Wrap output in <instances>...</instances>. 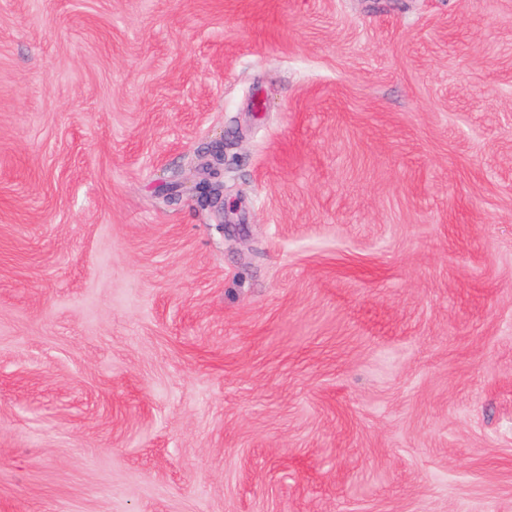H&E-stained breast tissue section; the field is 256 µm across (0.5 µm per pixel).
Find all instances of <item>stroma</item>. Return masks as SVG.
Masks as SVG:
<instances>
[{"instance_id":"35a3bbf8","label":"stroma","mask_w":512,"mask_h":512,"mask_svg":"<svg viewBox=\"0 0 512 512\" xmlns=\"http://www.w3.org/2000/svg\"><path fill=\"white\" fill-rule=\"evenodd\" d=\"M0 512H512V0H0Z\"/></svg>"}]
</instances>
